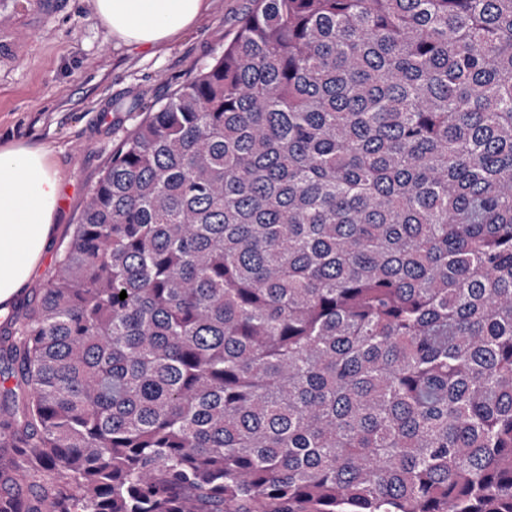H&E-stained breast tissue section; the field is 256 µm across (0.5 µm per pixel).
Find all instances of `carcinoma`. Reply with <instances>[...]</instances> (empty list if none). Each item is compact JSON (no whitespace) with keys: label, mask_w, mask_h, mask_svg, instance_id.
I'll use <instances>...</instances> for the list:
<instances>
[{"label":"carcinoma","mask_w":512,"mask_h":512,"mask_svg":"<svg viewBox=\"0 0 512 512\" xmlns=\"http://www.w3.org/2000/svg\"><path fill=\"white\" fill-rule=\"evenodd\" d=\"M56 266L0 512H512V0H260Z\"/></svg>","instance_id":"1"}]
</instances>
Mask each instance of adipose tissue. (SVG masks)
Wrapping results in <instances>:
<instances>
[{
    "label": "adipose tissue",
    "instance_id": "1",
    "mask_svg": "<svg viewBox=\"0 0 512 512\" xmlns=\"http://www.w3.org/2000/svg\"><path fill=\"white\" fill-rule=\"evenodd\" d=\"M208 0H94L114 39L158 49L194 26ZM60 179L47 152L0 150V304L20 291L38 266L54 231Z\"/></svg>",
    "mask_w": 512,
    "mask_h": 512
}]
</instances>
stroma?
<instances>
[{"label": "stroma", "instance_id": "1", "mask_svg": "<svg viewBox=\"0 0 512 512\" xmlns=\"http://www.w3.org/2000/svg\"><path fill=\"white\" fill-rule=\"evenodd\" d=\"M257 6L210 0L197 24L155 51L112 39L93 0H0V147L48 149L64 185L55 232L31 279L0 307V330L54 277L113 148L212 62Z\"/></svg>", "mask_w": 512, "mask_h": 512}]
</instances>
